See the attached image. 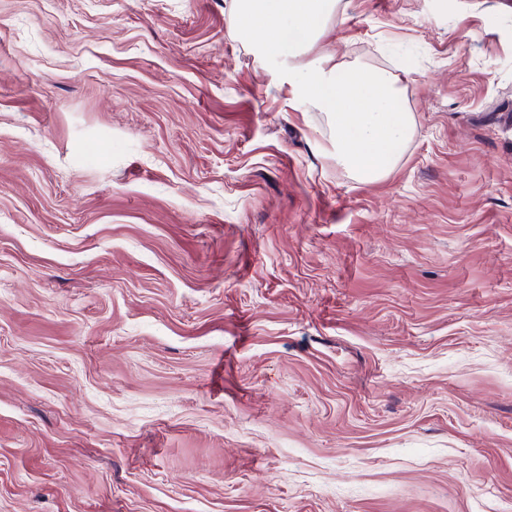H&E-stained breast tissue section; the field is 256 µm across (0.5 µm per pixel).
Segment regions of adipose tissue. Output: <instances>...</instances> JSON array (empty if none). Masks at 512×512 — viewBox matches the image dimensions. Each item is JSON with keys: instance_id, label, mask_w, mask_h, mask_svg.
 <instances>
[{"instance_id": "1", "label": "adipose tissue", "mask_w": 512, "mask_h": 512, "mask_svg": "<svg viewBox=\"0 0 512 512\" xmlns=\"http://www.w3.org/2000/svg\"><path fill=\"white\" fill-rule=\"evenodd\" d=\"M338 2L235 0L236 32L247 42L261 39L263 56L295 57L330 29ZM291 77L306 103L324 112L338 164L365 182L380 180L396 167L414 123L402 110L389 74L307 65L292 68Z\"/></svg>"}]
</instances>
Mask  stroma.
I'll return each instance as SVG.
<instances>
[{
    "label": "stroma",
    "mask_w": 512,
    "mask_h": 512,
    "mask_svg": "<svg viewBox=\"0 0 512 512\" xmlns=\"http://www.w3.org/2000/svg\"><path fill=\"white\" fill-rule=\"evenodd\" d=\"M386 177L234 0H0V512H512V0H341ZM290 75L306 103L324 112L338 164L364 182L378 181L396 167L414 123L401 109L389 74L307 65L292 67Z\"/></svg>",
    "instance_id": "35a3bbf8"
}]
</instances>
